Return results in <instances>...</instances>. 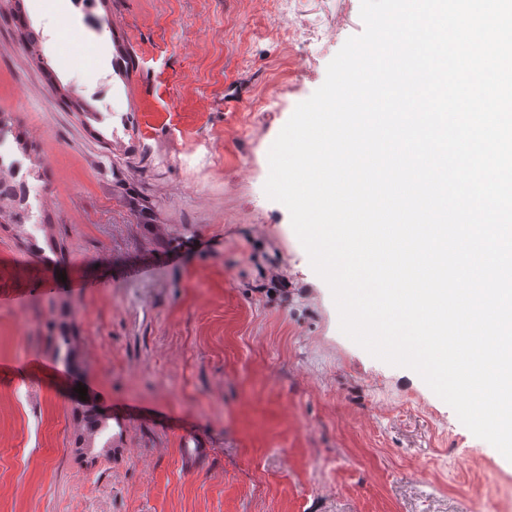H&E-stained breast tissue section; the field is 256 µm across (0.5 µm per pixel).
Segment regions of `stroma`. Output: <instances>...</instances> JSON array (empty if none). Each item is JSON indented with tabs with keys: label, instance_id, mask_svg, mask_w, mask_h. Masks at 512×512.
Segmentation results:
<instances>
[{
	"label": "stroma",
	"instance_id": "stroma-1",
	"mask_svg": "<svg viewBox=\"0 0 512 512\" xmlns=\"http://www.w3.org/2000/svg\"><path fill=\"white\" fill-rule=\"evenodd\" d=\"M360 4L108 0L84 15L24 0L37 62L0 0V113L44 164L36 235L54 246L42 264L0 224V512H512L501 453L341 332L264 190L281 129L363 32ZM68 32L95 59L57 80L96 124L40 67ZM267 91L277 106L255 111ZM81 383L137 413L119 451L88 443L66 398ZM185 426L212 449L194 472Z\"/></svg>",
	"mask_w": 512,
	"mask_h": 512
}]
</instances>
